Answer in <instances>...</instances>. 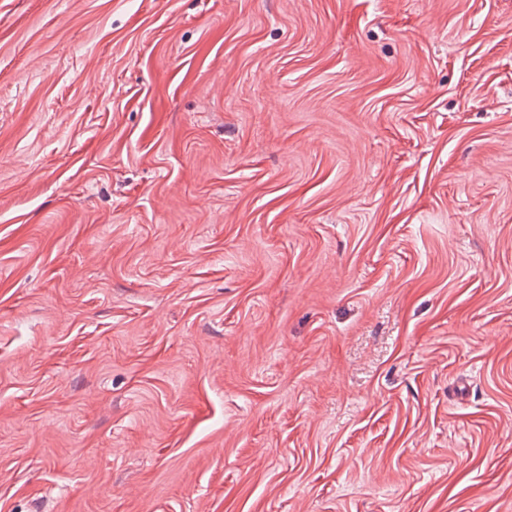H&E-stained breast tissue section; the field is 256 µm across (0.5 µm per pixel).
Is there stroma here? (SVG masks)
Instances as JSON below:
<instances>
[{
    "label": "stroma",
    "instance_id": "1",
    "mask_svg": "<svg viewBox=\"0 0 512 512\" xmlns=\"http://www.w3.org/2000/svg\"><path fill=\"white\" fill-rule=\"evenodd\" d=\"M0 512H512V0H0Z\"/></svg>",
    "mask_w": 512,
    "mask_h": 512
}]
</instances>
